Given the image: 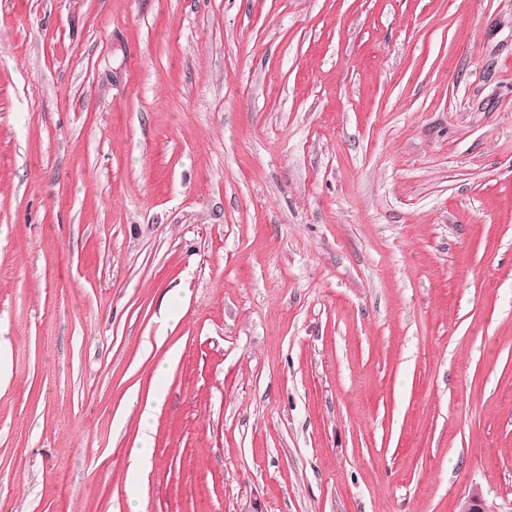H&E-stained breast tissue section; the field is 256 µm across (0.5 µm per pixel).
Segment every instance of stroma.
I'll return each instance as SVG.
<instances>
[{
	"label": "stroma",
	"mask_w": 512,
	"mask_h": 512,
	"mask_svg": "<svg viewBox=\"0 0 512 512\" xmlns=\"http://www.w3.org/2000/svg\"><path fill=\"white\" fill-rule=\"evenodd\" d=\"M0 341V512H512V0H0ZM165 393V387L157 386L142 403L139 436L134 448L131 450V464L127 472V481L131 488H136L140 485L144 474V462L152 454L151 419L158 406L162 403Z\"/></svg>",
	"instance_id": "35a3bbf8"
}]
</instances>
